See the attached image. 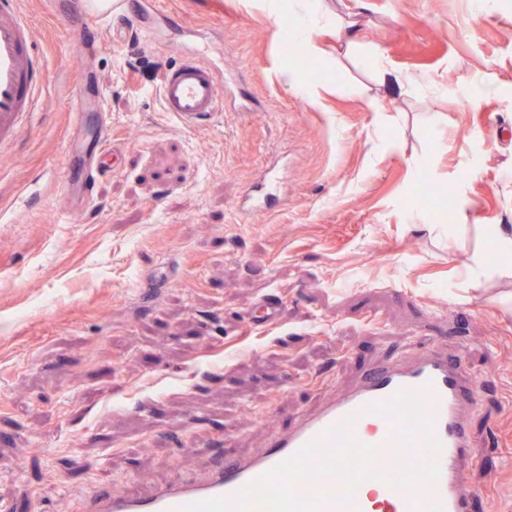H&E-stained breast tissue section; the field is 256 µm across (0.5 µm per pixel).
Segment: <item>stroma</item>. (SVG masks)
<instances>
[{
    "mask_svg": "<svg viewBox=\"0 0 512 512\" xmlns=\"http://www.w3.org/2000/svg\"><path fill=\"white\" fill-rule=\"evenodd\" d=\"M18 2L45 83L0 145V512H73L100 482L254 453L375 361L433 349L479 384L472 512H512V262L488 261L512 225V0H306L359 33L295 59L293 4L141 0L142 35ZM196 48L224 115L185 128L158 84ZM94 80L105 108L75 120ZM103 119L114 169L84 206ZM272 174L275 198L242 215ZM425 178L451 216L416 203ZM267 295L276 316L251 328Z\"/></svg>",
    "mask_w": 512,
    "mask_h": 512,
    "instance_id": "stroma-1",
    "label": "stroma"
}]
</instances>
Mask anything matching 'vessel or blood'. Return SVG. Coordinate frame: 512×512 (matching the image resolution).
<instances>
[{
  "mask_svg": "<svg viewBox=\"0 0 512 512\" xmlns=\"http://www.w3.org/2000/svg\"><path fill=\"white\" fill-rule=\"evenodd\" d=\"M115 10L124 27L143 29V16L129 0H99L94 10L86 9L84 0H69L55 19L66 29L79 22L94 27L101 15ZM42 85L41 63L29 21L16 0H0V142L28 126L35 94ZM159 94L164 112L187 128L212 124L224 112L223 86L215 71L192 54H183L177 65L162 70ZM399 390L421 393L427 405L436 410L431 425L439 443L436 486L421 484L414 492L404 493L368 480L358 487L350 507L334 500L342 489L337 480L304 484L301 492L329 495V502L319 512H471L478 490L470 480L474 458L469 415L479 404L478 383L464 370L458 355L442 350L408 361L376 364L340 395L298 415L288 431L271 433L253 455L225 457L203 476L190 475L145 492L115 493L103 484L81 497L78 512H182L191 503L230 496L351 415L356 418V437L379 446V465H389L399 453L390 440V425L378 415L362 413L361 408Z\"/></svg>",
  "mask_w": 512,
  "mask_h": 512,
  "instance_id": "obj_1",
  "label": "vessel or blood"
}]
</instances>
